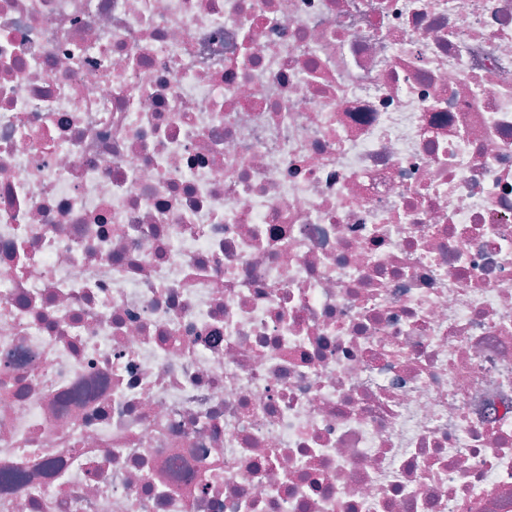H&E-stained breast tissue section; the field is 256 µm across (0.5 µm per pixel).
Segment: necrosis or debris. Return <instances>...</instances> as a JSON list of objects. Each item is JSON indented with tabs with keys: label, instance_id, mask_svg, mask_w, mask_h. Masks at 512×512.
Masks as SVG:
<instances>
[{
	"label": "necrosis or debris",
	"instance_id": "1",
	"mask_svg": "<svg viewBox=\"0 0 512 512\" xmlns=\"http://www.w3.org/2000/svg\"><path fill=\"white\" fill-rule=\"evenodd\" d=\"M0 512H512V0H0Z\"/></svg>",
	"mask_w": 512,
	"mask_h": 512
}]
</instances>
